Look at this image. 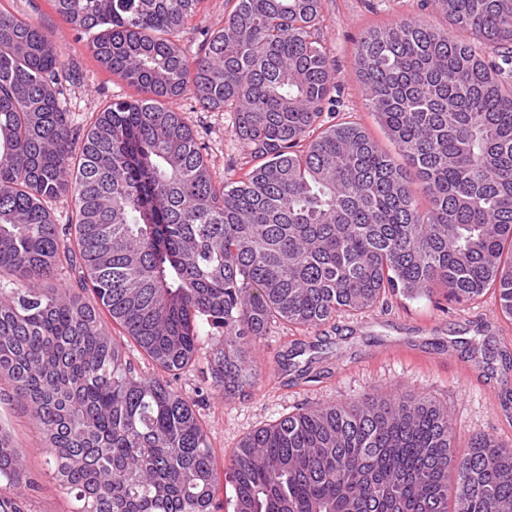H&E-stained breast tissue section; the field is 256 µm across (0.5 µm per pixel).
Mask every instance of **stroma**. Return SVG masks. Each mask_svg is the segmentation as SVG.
<instances>
[{
	"instance_id": "1",
	"label": "stroma",
	"mask_w": 512,
	"mask_h": 512,
	"mask_svg": "<svg viewBox=\"0 0 512 512\" xmlns=\"http://www.w3.org/2000/svg\"><path fill=\"white\" fill-rule=\"evenodd\" d=\"M34 21L60 51L59 79L70 120L86 128L96 112L124 98L129 87L92 56L87 37L78 36L55 11L52 0H0V9ZM225 0H203L180 35L188 57L199 53L201 33L224 25ZM327 42L340 89L336 122L362 126L389 154L397 149L365 100L356 65V46L374 26L401 18H420L439 29L446 19L422 8L420 0H323ZM200 143L216 181L239 174L251 158L233 135L234 115L207 111L191 97L177 102ZM313 346V379L284 371V355L299 344ZM203 355L194 367L170 377L171 387L195 400L196 412L214 453L217 480L212 512H232L233 487L226 477L243 438L298 409L347 404L364 395L426 394L447 409L456 431V446L465 450L471 437L487 434L512 447V395L496 370L512 355V319L504 318L493 293L474 301L448 302L442 290L416 297L387 296L377 306L343 311L320 327L305 328L279 321L253 343V386L227 396L219 390ZM8 381L0 379V423L11 431L26 454L35 489L14 495L24 512H75L77 503L48 465L47 442L23 403L12 399Z\"/></svg>"
}]
</instances>
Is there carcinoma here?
Segmentation results:
<instances>
[{
    "label": "carcinoma",
    "instance_id": "1",
    "mask_svg": "<svg viewBox=\"0 0 512 512\" xmlns=\"http://www.w3.org/2000/svg\"><path fill=\"white\" fill-rule=\"evenodd\" d=\"M201 0H53L136 94L97 113L75 151L55 42L0 10V375L44 431L77 512H211L214 458L193 402L140 375L102 325L165 373L201 327L224 392L252 384L249 344L283 320L325 325L388 293L473 300L512 317V0H421L467 34L417 18L356 47L366 101L406 161L339 100L323 0H234L189 60ZM235 114L255 164L217 184L172 103ZM428 201L422 209L413 185ZM72 198L61 228L50 205ZM79 266L97 306L41 284ZM233 512H512V448L455 449L425 396L367 394L248 436ZM0 427V490L31 487Z\"/></svg>",
    "mask_w": 512,
    "mask_h": 512
}]
</instances>
